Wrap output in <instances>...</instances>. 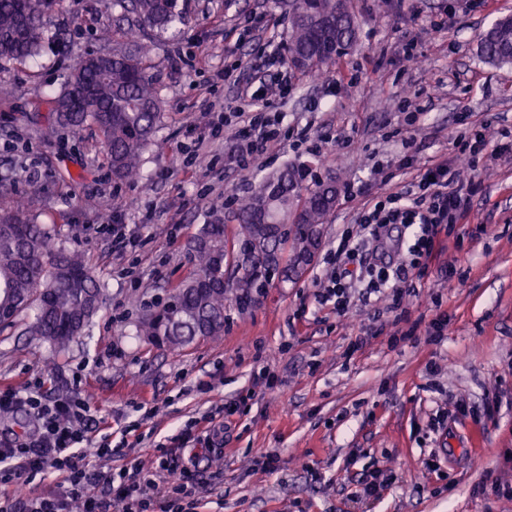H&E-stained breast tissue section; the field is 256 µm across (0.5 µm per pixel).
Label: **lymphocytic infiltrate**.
I'll use <instances>...</instances> for the list:
<instances>
[{
    "label": "lymphocytic infiltrate",
    "mask_w": 512,
    "mask_h": 512,
    "mask_svg": "<svg viewBox=\"0 0 512 512\" xmlns=\"http://www.w3.org/2000/svg\"><path fill=\"white\" fill-rule=\"evenodd\" d=\"M278 62L277 55L264 51L215 75L238 89L237 112L247 122L238 145L243 162L256 161L279 138L275 120L265 113L288 95L287 81L270 75ZM463 190L456 166L442 161L424 167L419 180L405 190L373 197L360 212L356 229L342 233L335 264L325 275L317 302L343 315L355 289L368 295L399 290L409 271L425 270L435 259L439 237L448 225L464 218ZM396 224L410 229L414 239L403 260L370 261V252ZM238 409V403H225L223 418L206 411L188 428L209 449L223 448L224 432L231 428ZM20 410L30 415L35 431L26 439L0 442V494H7L20 479L30 483L53 474L62 484L61 491L26 499L24 512H71L75 502L81 503L83 512H149L162 485L173 494L200 498L204 482L194 462H180L161 447L149 449L146 460L114 475L82 466V445L99 428L88 399L50 397L38 383L1 388L0 416Z\"/></svg>",
    "instance_id": "lymphocytic-infiltrate-1"
}]
</instances>
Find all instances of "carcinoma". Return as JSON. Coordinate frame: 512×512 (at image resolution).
Returning <instances> with one entry per match:
<instances>
[{
	"label": "carcinoma",
	"instance_id": "obj_1",
	"mask_svg": "<svg viewBox=\"0 0 512 512\" xmlns=\"http://www.w3.org/2000/svg\"><path fill=\"white\" fill-rule=\"evenodd\" d=\"M57 0H0V59L24 62L38 56L49 39L46 15ZM112 9L135 15L150 37L185 22L176 0H112ZM359 25L347 0H289L285 62L302 74H321L337 65L358 43ZM112 30L107 73L82 57L67 75L55 103L66 107L76 89L94 85L90 112H50L51 129L76 134L91 124L101 135L112 176L140 174L141 156L162 127L163 101L153 72L150 46H122ZM479 56L489 65H512V15L495 20L481 38ZM40 190L30 189L0 204V325L10 326L27 313L26 330L63 351L89 326L103 303L108 284L96 275L83 253L53 252L48 231L37 223ZM336 207V182L307 181L290 163L236 200L224 231V209L215 207L186 244V271L168 284L162 312H147L139 323L148 341L157 336L171 349L224 336V309L232 301L244 307L274 276L300 278L296 266L303 236L327 223Z\"/></svg>",
	"mask_w": 512,
	"mask_h": 512
}]
</instances>
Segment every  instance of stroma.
I'll return each mask as SVG.
<instances>
[{
    "label": "stroma",
    "mask_w": 512,
    "mask_h": 512,
    "mask_svg": "<svg viewBox=\"0 0 512 512\" xmlns=\"http://www.w3.org/2000/svg\"><path fill=\"white\" fill-rule=\"evenodd\" d=\"M357 47L323 79L281 66L291 87L276 107L281 135L263 159L238 166L243 126L237 90L214 84L225 62L255 48L283 50L288 0H178L188 19L153 50L164 123L134 181H114L95 127L78 136L43 120L69 69L104 50L112 0H62L52 13L62 45L0 67V182L12 194L41 191L38 220L54 250H78L108 282V297L66 354L23 325L0 330V385L41 382L54 396L90 398L104 426L136 422L139 434L195 457L210 486L200 512H512L497 485L512 483V161L462 169L467 214L442 235V252L410 274L401 309L388 293L353 294L346 315L315 296L333 266L340 233L376 193L415 182L431 161L455 158L463 129L490 144L512 137V66L478 53L481 35L512 0H351ZM268 15L253 41L246 19ZM411 55H404V48ZM227 118L222 137L211 128ZM310 164L341 188L316 261L297 280L276 281L245 309L231 308L219 342L155 348L137 333L146 307L184 269L185 246L212 207L288 162ZM78 184L63 183L66 174ZM143 224L124 259L112 227ZM442 336L427 330L438 314ZM368 335L362 348L355 337ZM276 387L254 388L260 367ZM244 399L223 454L183 440L200 413ZM273 454L278 473L258 459ZM444 457L441 472L428 455ZM384 470L376 498H356L361 475Z\"/></svg>",
    "instance_id": "35a3bbf8"
}]
</instances>
